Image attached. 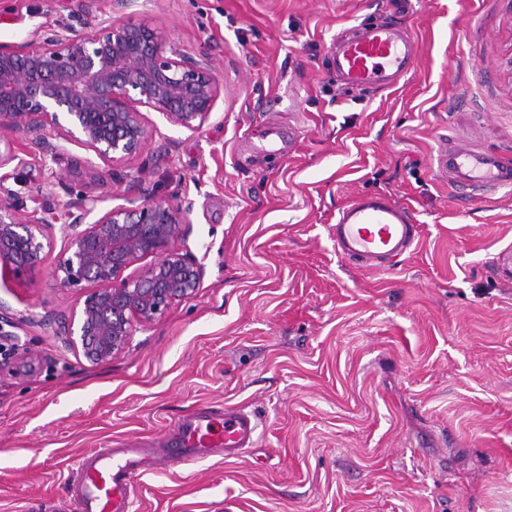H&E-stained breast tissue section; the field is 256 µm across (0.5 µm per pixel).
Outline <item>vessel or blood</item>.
Instances as JSON below:
<instances>
[{"mask_svg": "<svg viewBox=\"0 0 512 512\" xmlns=\"http://www.w3.org/2000/svg\"><path fill=\"white\" fill-rule=\"evenodd\" d=\"M418 47L393 21L360 24L337 37L327 54L337 82L348 90L385 89L397 85L411 69ZM437 173L448 178L461 197L512 187V161L475 146L441 147L434 159ZM418 227L407 207L390 196L358 195L330 225L337 253L369 268L391 266L413 245ZM259 424L250 414L228 407L221 428L213 426V411L202 407L175 425L174 447L152 456L134 448L81 458L76 482V512H133L131 491L136 479L162 464L188 463L223 452L239 456L253 447Z\"/></svg>", "mask_w": 512, "mask_h": 512, "instance_id": "1", "label": "vessel or blood"}]
</instances>
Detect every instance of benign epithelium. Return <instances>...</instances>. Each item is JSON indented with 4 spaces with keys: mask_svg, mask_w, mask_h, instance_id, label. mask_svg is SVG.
<instances>
[{
    "mask_svg": "<svg viewBox=\"0 0 512 512\" xmlns=\"http://www.w3.org/2000/svg\"><path fill=\"white\" fill-rule=\"evenodd\" d=\"M221 92L210 57L194 58L167 44L146 23L98 21L90 33L63 28L39 43L0 45V140L35 135L19 149L6 144L0 168L26 161L20 152L54 153L40 135L92 151L107 164L136 158L152 135L139 107L187 129L204 124ZM0 178V267L21 274L38 267L52 246V229L65 220L67 245L54 275L63 288L88 289L78 316L60 332L91 364L120 354L132 322L149 324L198 288L203 267L172 248L189 223L191 206L156 200L113 207L92 223L100 199L83 194L65 203L48 199L27 216L23 201ZM159 259L136 278L124 276L145 256Z\"/></svg>",
    "mask_w": 512,
    "mask_h": 512,
    "instance_id": "7a95c632",
    "label": "benign epithelium"
}]
</instances>
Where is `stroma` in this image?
Listing matches in <instances>:
<instances>
[{
	"mask_svg": "<svg viewBox=\"0 0 512 512\" xmlns=\"http://www.w3.org/2000/svg\"><path fill=\"white\" fill-rule=\"evenodd\" d=\"M106 11L209 54L213 112L188 130L145 110L152 136L124 166L46 129L56 153L12 187L29 212L80 192L104 210L144 191L191 205L174 246L204 276L97 365L39 323L84 300L52 276L63 226L38 269L0 276V512H69L81 456L162 448L202 405L255 413L257 442L144 473L137 512H512V284L495 274L512 190L461 202L433 168L444 140L512 155V0H0V44ZM378 17L420 53L398 86L348 92L326 52ZM270 124L295 130L292 150L263 152ZM374 192L419 226L389 270L329 237Z\"/></svg>",
	"mask_w": 512,
	"mask_h": 512,
	"instance_id": "35a3bbf8",
	"label": "stroma"
}]
</instances>
